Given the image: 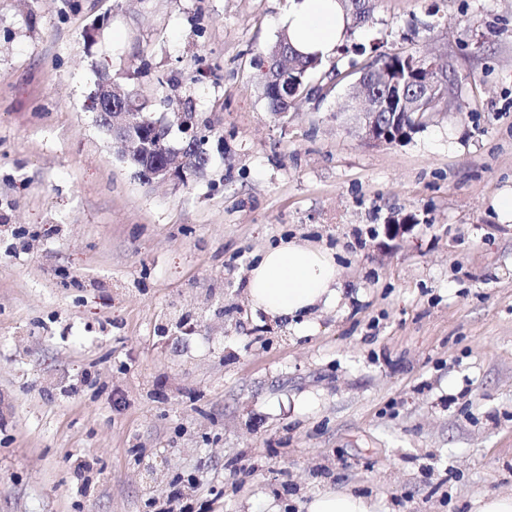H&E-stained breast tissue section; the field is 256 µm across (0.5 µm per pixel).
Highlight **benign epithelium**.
Listing matches in <instances>:
<instances>
[{"instance_id":"7a95c632","label":"benign epithelium","mask_w":512,"mask_h":512,"mask_svg":"<svg viewBox=\"0 0 512 512\" xmlns=\"http://www.w3.org/2000/svg\"><path fill=\"white\" fill-rule=\"evenodd\" d=\"M406 71L419 70L429 73V79L423 84L409 89L406 86L404 72L396 71V76L389 82L387 93H373L368 96L363 106L358 110V118L362 137L369 144H392L404 141L411 131L406 123V117L417 109L420 101L427 98L440 86L450 84L448 73L440 72L441 65L426 58L417 57L408 60ZM99 104L96 113L98 126L111 138L121 156L131 162H136L131 151V144H136L138 152L152 154L161 150L168 156L173 153L168 142L155 144L143 139L141 125L145 122L141 104L130 98L117 100L112 91V80L100 83L97 90ZM178 128L183 134L181 149L184 151L202 150L206 134L199 124L196 113H179ZM188 167H176L169 163L156 162L144 171L147 182H168L181 180Z\"/></svg>"}]
</instances>
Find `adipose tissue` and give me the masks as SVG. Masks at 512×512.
Listing matches in <instances>:
<instances>
[{
    "label": "adipose tissue",
    "instance_id": "ef3b65f1",
    "mask_svg": "<svg viewBox=\"0 0 512 512\" xmlns=\"http://www.w3.org/2000/svg\"><path fill=\"white\" fill-rule=\"evenodd\" d=\"M285 24L300 52L326 59L335 54L347 20L338 0H290ZM246 291L253 310L304 331L309 327L306 313L339 303V269L331 252L290 241L261 252L249 271Z\"/></svg>",
    "mask_w": 512,
    "mask_h": 512
}]
</instances>
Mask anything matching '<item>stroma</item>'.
<instances>
[{
    "label": "stroma",
    "mask_w": 512,
    "mask_h": 512,
    "mask_svg": "<svg viewBox=\"0 0 512 512\" xmlns=\"http://www.w3.org/2000/svg\"><path fill=\"white\" fill-rule=\"evenodd\" d=\"M286 0H0V512H470L512 493V0H374L348 46L450 69L448 111L373 145L336 54L273 116ZM191 107L208 164L145 183L100 76ZM334 252L310 333L247 302L259 251ZM307 512H375L370 500L352 492L323 491L306 504Z\"/></svg>",
    "instance_id": "stroma-1"
}]
</instances>
